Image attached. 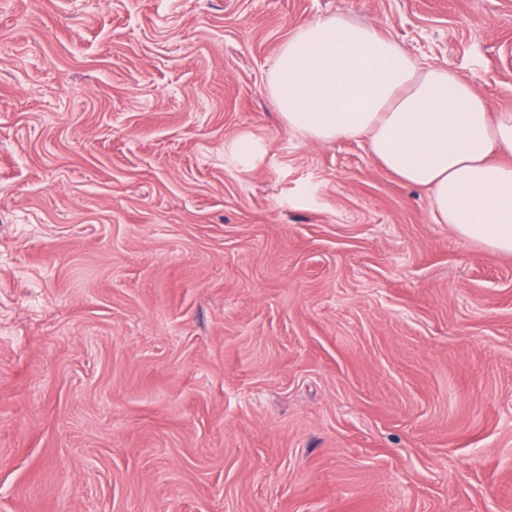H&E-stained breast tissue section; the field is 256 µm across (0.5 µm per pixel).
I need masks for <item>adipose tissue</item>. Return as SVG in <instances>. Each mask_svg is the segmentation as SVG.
Instances as JSON below:
<instances>
[{
  "instance_id": "adipose-tissue-1",
  "label": "adipose tissue",
  "mask_w": 512,
  "mask_h": 512,
  "mask_svg": "<svg viewBox=\"0 0 512 512\" xmlns=\"http://www.w3.org/2000/svg\"><path fill=\"white\" fill-rule=\"evenodd\" d=\"M270 97L289 131L364 141L424 191L435 223L512 254V110L490 111L459 74L420 67L396 40L343 15L298 25L278 50Z\"/></svg>"
}]
</instances>
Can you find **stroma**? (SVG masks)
<instances>
[{
	"instance_id": "1",
	"label": "stroma",
	"mask_w": 512,
	"mask_h": 512,
	"mask_svg": "<svg viewBox=\"0 0 512 512\" xmlns=\"http://www.w3.org/2000/svg\"><path fill=\"white\" fill-rule=\"evenodd\" d=\"M336 14L512 109V0H0V512H512V254L269 95Z\"/></svg>"
}]
</instances>
